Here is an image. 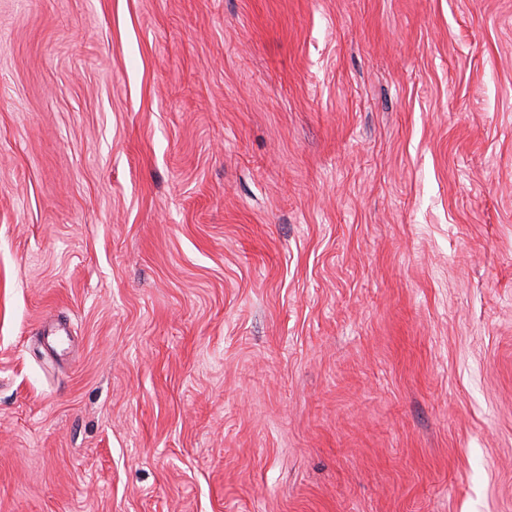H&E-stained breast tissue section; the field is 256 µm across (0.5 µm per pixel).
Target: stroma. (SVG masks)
Here are the masks:
<instances>
[{"mask_svg": "<svg viewBox=\"0 0 512 512\" xmlns=\"http://www.w3.org/2000/svg\"><path fill=\"white\" fill-rule=\"evenodd\" d=\"M0 512H512V0H0Z\"/></svg>", "mask_w": 512, "mask_h": 512, "instance_id": "obj_1", "label": "stroma"}]
</instances>
